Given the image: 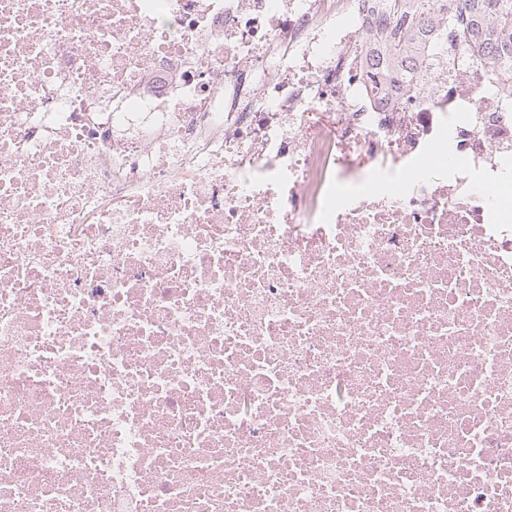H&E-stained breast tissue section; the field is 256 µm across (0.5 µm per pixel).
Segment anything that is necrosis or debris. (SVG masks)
Wrapping results in <instances>:
<instances>
[{
	"label": "necrosis or debris",
	"instance_id": "obj_1",
	"mask_svg": "<svg viewBox=\"0 0 512 512\" xmlns=\"http://www.w3.org/2000/svg\"><path fill=\"white\" fill-rule=\"evenodd\" d=\"M385 22L0 0V512H512V80Z\"/></svg>",
	"mask_w": 512,
	"mask_h": 512
}]
</instances>
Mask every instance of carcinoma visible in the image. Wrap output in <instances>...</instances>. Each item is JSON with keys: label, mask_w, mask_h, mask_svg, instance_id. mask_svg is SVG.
Segmentation results:
<instances>
[{"label": "carcinoma", "mask_w": 512, "mask_h": 512, "mask_svg": "<svg viewBox=\"0 0 512 512\" xmlns=\"http://www.w3.org/2000/svg\"><path fill=\"white\" fill-rule=\"evenodd\" d=\"M390 21L368 34L383 52L389 79L420 78L402 63L403 48L427 44V55L448 65L457 51L471 63L512 65V0H382Z\"/></svg>", "instance_id": "cac0c4a2"}]
</instances>
